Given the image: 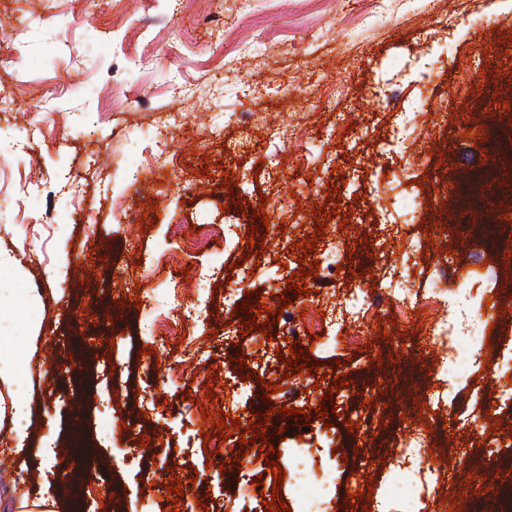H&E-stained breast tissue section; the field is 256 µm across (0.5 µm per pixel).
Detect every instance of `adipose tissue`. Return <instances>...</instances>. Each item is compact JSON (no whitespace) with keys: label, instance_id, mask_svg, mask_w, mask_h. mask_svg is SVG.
Masks as SVG:
<instances>
[{"label":"adipose tissue","instance_id":"adipose-tissue-1","mask_svg":"<svg viewBox=\"0 0 512 512\" xmlns=\"http://www.w3.org/2000/svg\"><path fill=\"white\" fill-rule=\"evenodd\" d=\"M41 325L31 321L24 340L0 334V433L14 442L16 452H26L29 427L25 420L31 414L27 399L20 397L16 382L21 364L30 356L32 345L38 341Z\"/></svg>","mask_w":512,"mask_h":512}]
</instances>
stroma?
<instances>
[{"instance_id": "35a3bbf8", "label": "stroma", "mask_w": 512, "mask_h": 512, "mask_svg": "<svg viewBox=\"0 0 512 512\" xmlns=\"http://www.w3.org/2000/svg\"><path fill=\"white\" fill-rule=\"evenodd\" d=\"M244 43L243 59L206 70V60L222 55L224 43ZM0 91L14 97L0 112V140L12 149L0 162V182L27 183L18 208L0 211V250L16 266L0 267V332L21 335L30 319L43 322L32 359L20 368L31 406L30 453L11 457L0 474V504L37 494L61 472L74 473L70 502L75 512H262L261 500L235 498L243 479L268 478L258 447H251L248 470H239L237 449H227L222 467L204 446L218 440L214 421L203 420L199 401L213 392L239 415L256 419L269 406L266 435L273 449L310 451L309 476H330L332 512H376L375 502L351 499L350 476L381 484L387 469L372 460L360 433L342 416L358 410L361 391L373 389L378 362L400 373L382 386L393 413L382 426L376 447L386 446L403 427L414 402L432 388L426 368H417L418 346L388 345L376 336L375 321L351 322L346 334L321 329L311 364L284 378L279 356L289 343L283 325L269 335L245 334L234 304L217 288H237L238 300L261 299L269 321L287 280L300 259L326 257L325 240L302 254L305 237L317 225L286 219L287 205L313 209L326 204L329 189L341 190L340 213L349 217L344 234L357 275L378 276L373 258L385 251L389 264L404 262L398 229L411 196L423 193L435 202L432 223L467 228L451 266L449 288L471 286L478 256L497 254L512 244V223L495 213L489 200L512 201V60L496 57L495 44L512 46V5L493 0H143L128 12L123 0H15L13 15L0 23ZM475 81L459 89L466 73ZM120 98H113V89ZM427 90L431 108L418 117L415 144L388 146L395 118L386 100L409 103ZM252 116L255 145L239 144L235 113ZM483 128L467 134L464 118ZM287 129L284 139L269 137L268 123ZM204 143L194 153L193 142ZM425 164L405 177L406 160L415 148ZM161 152L178 164L176 174L149 171L161 184L158 209L148 229L132 233L124 215L141 192L130 175L146 158ZM497 171L478 199L460 215H446V185L436 177L447 165L449 177L484 172L490 157ZM297 159L311 170L310 181L279 179L278 160ZM239 201L226 202L228 189ZM264 206L273 223L286 227L281 237L245 227L242 205ZM241 225L255 248L244 252L223 239L224 225ZM374 226V247H365L363 226ZM166 265L187 288L201 323L173 313L172 332L161 367L180 364L181 339L192 336L199 349L193 364L195 383L154 374L143 351L145 315L129 305L149 294L156 312L170 311L171 285L155 277ZM346 284L336 272L319 271L307 282L308 296L293 297L290 312L310 310L339 315L338 296ZM38 296L39 307L22 311L17 296ZM478 295L492 315L487 348L512 337V296L482 288ZM171 312V311H170ZM249 348V364L260 382L251 396L232 395L223 378L233 355ZM350 383L334 397L340 417L315 414L334 370ZM282 380L283 392L269 394ZM292 401L302 419L280 414ZM81 417L91 455L67 451L70 426ZM162 439L159 454L146 456L145 438ZM447 442L448 455L462 467L486 457L487 491L472 512H505L512 486L501 483L512 471V453L486 447L466 449L463 438L449 440L447 424L433 433ZM53 443L56 455L38 449ZM181 482L187 496L170 491Z\"/></svg>"}]
</instances>
